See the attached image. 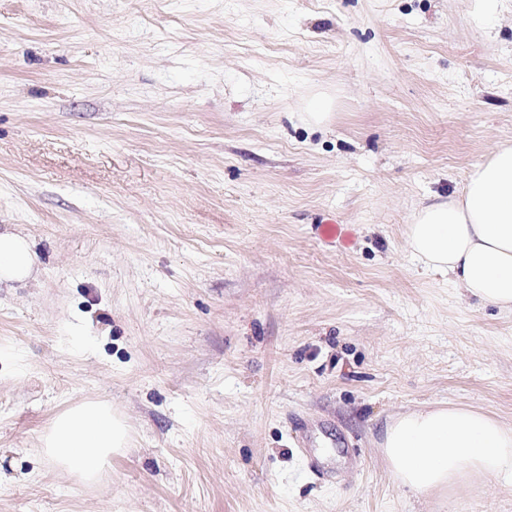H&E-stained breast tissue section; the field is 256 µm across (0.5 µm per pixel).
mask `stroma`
I'll list each match as a JSON object with an SVG mask.
<instances>
[{
    "instance_id": "stroma-1",
    "label": "stroma",
    "mask_w": 512,
    "mask_h": 512,
    "mask_svg": "<svg viewBox=\"0 0 512 512\" xmlns=\"http://www.w3.org/2000/svg\"><path fill=\"white\" fill-rule=\"evenodd\" d=\"M506 144L512 0H0V512H512L379 448L512 424V312L406 246ZM86 399L130 436L90 485L38 450ZM33 242L17 232H0V285L25 283L37 272ZM383 459L403 488L428 494L487 476L512 485V424L469 406L428 405L386 422Z\"/></svg>"
}]
</instances>
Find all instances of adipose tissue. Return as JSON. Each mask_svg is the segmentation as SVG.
Segmentation results:
<instances>
[{"label": "adipose tissue", "instance_id": "obj_1", "mask_svg": "<svg viewBox=\"0 0 512 512\" xmlns=\"http://www.w3.org/2000/svg\"><path fill=\"white\" fill-rule=\"evenodd\" d=\"M407 242L424 269L467 297L512 311V146L477 164L456 197L414 212ZM37 264L27 236L0 232V285L31 280ZM128 442L111 407L87 400L55 416L39 449L91 484ZM381 451L398 484L420 494L487 476L512 485V424L481 409L436 404L400 414L386 422Z\"/></svg>", "mask_w": 512, "mask_h": 512}]
</instances>
